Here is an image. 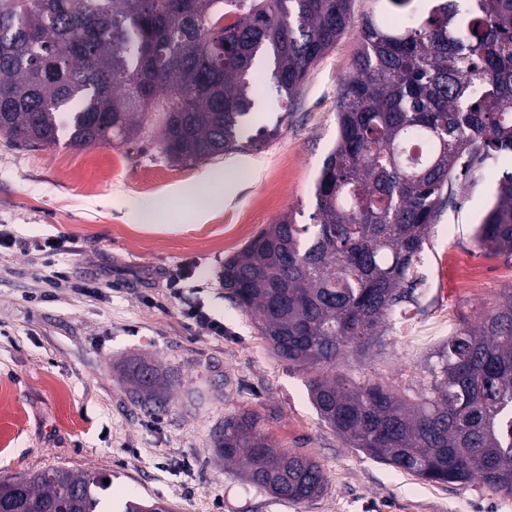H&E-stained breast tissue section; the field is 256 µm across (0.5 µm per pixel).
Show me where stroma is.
Instances as JSON below:
<instances>
[{
  "instance_id": "1",
  "label": "stroma",
  "mask_w": 512,
  "mask_h": 512,
  "mask_svg": "<svg viewBox=\"0 0 512 512\" xmlns=\"http://www.w3.org/2000/svg\"><path fill=\"white\" fill-rule=\"evenodd\" d=\"M375 0H354L353 26L312 69L286 120L260 94L264 125L278 137L258 150L182 164L164 155L157 133L133 142L25 150L0 137V478L51 469L107 477L104 512L130 498H160L174 512H512V498L479 482L423 480L349 445L321 421L309 371L273 355L225 295L219 273L266 225L293 215L307 224L313 184L337 137L336 104ZM230 170L239 180L224 202L199 214L178 188ZM502 169L479 167L453 183L454 201L430 230L411 302L395 326L337 373L410 392L461 320L477 322L512 289V262L475 240ZM154 209L139 223L136 208ZM62 236L73 251H39ZM26 249H19V242ZM192 273L187 295L223 323L220 336L189 324L166 279ZM65 281L51 285L55 272ZM163 369V406L130 392L127 361ZM261 415L277 449L322 467L323 494L303 503L256 489L225 468L215 439L225 416Z\"/></svg>"
}]
</instances>
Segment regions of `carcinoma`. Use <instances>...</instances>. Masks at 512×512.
<instances>
[{
  "instance_id": "obj_1",
  "label": "carcinoma",
  "mask_w": 512,
  "mask_h": 512,
  "mask_svg": "<svg viewBox=\"0 0 512 512\" xmlns=\"http://www.w3.org/2000/svg\"><path fill=\"white\" fill-rule=\"evenodd\" d=\"M362 23L336 106V145L314 184L312 224L285 215L224 259L222 282L273 354L315 371L321 420L353 448L415 476L480 481L512 495V291L448 339L430 384L397 392L336 373L385 335L452 182L512 166V0H379ZM353 0H0V136L28 148L124 144L154 128L167 157L196 163L258 149L280 117L240 137L267 71L288 111L309 71L354 20ZM232 16L227 25L218 19ZM479 246L512 258V171L479 227ZM137 400L157 403L160 368H130ZM224 465L279 498L325 489L311 457L278 451L248 412L224 417ZM103 478L52 469L0 479V508L97 512ZM128 500L123 512H160Z\"/></svg>"
}]
</instances>
